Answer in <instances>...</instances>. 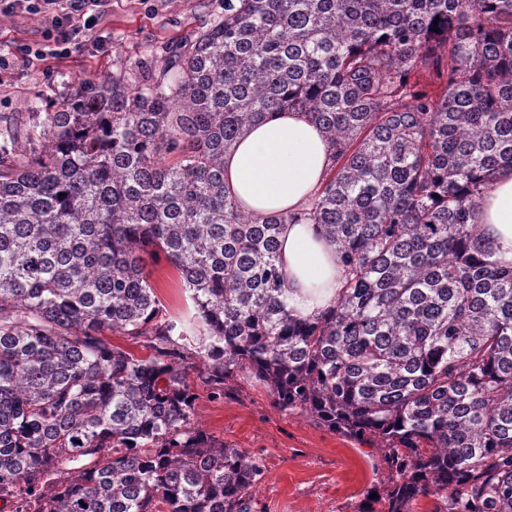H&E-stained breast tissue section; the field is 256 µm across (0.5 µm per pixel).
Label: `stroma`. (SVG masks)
I'll list each match as a JSON object with an SVG mask.
<instances>
[{"mask_svg":"<svg viewBox=\"0 0 512 512\" xmlns=\"http://www.w3.org/2000/svg\"><path fill=\"white\" fill-rule=\"evenodd\" d=\"M223 11L222 0H112L68 56L34 64L23 56L28 45L42 41L47 22L25 13L0 15V54L15 60L0 72V145L20 154L34 113L69 93L78 79L120 65H160L167 48ZM100 36L107 39L101 50L95 46ZM151 284L171 315L184 312L183 283L171 264L153 266ZM189 380L199 427L262 463L264 478L254 491L258 512H383L388 468L372 446L313 416L278 409L251 377L234 381L218 399L197 374Z\"/></svg>","mask_w":512,"mask_h":512,"instance_id":"stroma-1","label":"stroma"}]
</instances>
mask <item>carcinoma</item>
<instances>
[{"label":"carcinoma","instance_id":"cac0c4a2","mask_svg":"<svg viewBox=\"0 0 512 512\" xmlns=\"http://www.w3.org/2000/svg\"><path fill=\"white\" fill-rule=\"evenodd\" d=\"M274 112L333 151L304 215L345 280L307 315L280 259L295 217L224 185ZM504 166L512 0H224L160 66L79 80L0 156V487L43 512H254L263 467L195 423L196 369L369 440L385 512H512V266L476 220ZM161 254L188 320L150 283ZM50 467L64 483L37 486Z\"/></svg>","mask_w":512,"mask_h":512}]
</instances>
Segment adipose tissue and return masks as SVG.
<instances>
[{
  "label": "adipose tissue",
  "instance_id": "1",
  "mask_svg": "<svg viewBox=\"0 0 512 512\" xmlns=\"http://www.w3.org/2000/svg\"><path fill=\"white\" fill-rule=\"evenodd\" d=\"M225 179L242 208L256 215L298 212L323 187L330 150L320 128L282 113L250 128L224 158ZM481 232L497 258L512 263V169L494 175L477 210ZM282 260L299 310L329 305L343 279L336 247L317 225H285Z\"/></svg>",
  "mask_w": 512,
  "mask_h": 512
}]
</instances>
